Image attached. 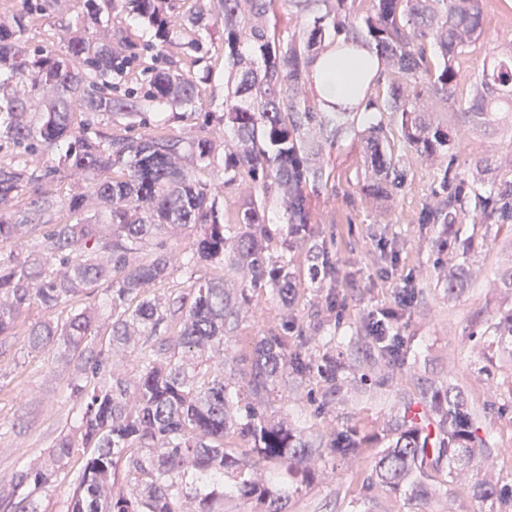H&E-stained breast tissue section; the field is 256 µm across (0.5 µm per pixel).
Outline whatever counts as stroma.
<instances>
[{"label": "stroma", "instance_id": "1", "mask_svg": "<svg viewBox=\"0 0 512 512\" xmlns=\"http://www.w3.org/2000/svg\"><path fill=\"white\" fill-rule=\"evenodd\" d=\"M486 23L480 36L483 46L495 47L512 36V0H483ZM84 0H59L50 15L35 20L28 37L34 44H52L64 50L66 36L84 26ZM365 145L344 138L325 149L319 165L330 174L327 185L310 198L316 241L330 250L334 274L318 281L303 280L288 334L289 350L318 355L324 348L323 329L337 336L351 335L370 318L393 313L392 327L403 339L405 362L390 369L385 386L374 378L353 372L329 413L316 415L315 403L275 400L271 411L288 415L315 428L336 424L351 413L362 416L369 430L381 431L393 405L397 388L413 389L410 370L438 382L458 386L475 409H487L485 424L499 453L489 471L492 479L512 477V356L492 353L497 386H489L474 370L483 349L475 339L479 331L501 314L512 310V294L498 288L502 271L512 267V231L485 224L480 212L458 216L449 230L420 223L423 208L438 197L435 165L408 157V182L393 199L380 201L365 196ZM512 157V139L463 134L453 148L451 164L461 180L477 176L478 160ZM470 247L468 262L475 271L470 287L448 294L439 280V267L455 264L454 250H441V237ZM411 287L415 299L409 306L398 303L402 287ZM282 311L269 292L254 298V313L240 325L235 343L245 353L259 330L278 327ZM15 358L0 360V422L23 410L28 425L21 437L0 438V481H8L16 454L22 447L29 459H46L58 434L72 422L70 405L59 399L65 364L49 352H28L16 344ZM334 475L302 486L288 505L290 512H344L350 495L357 492V475L366 461H336Z\"/></svg>", "mask_w": 512, "mask_h": 512}]
</instances>
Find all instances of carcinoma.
<instances>
[{
  "mask_svg": "<svg viewBox=\"0 0 512 512\" xmlns=\"http://www.w3.org/2000/svg\"><path fill=\"white\" fill-rule=\"evenodd\" d=\"M117 1L112 34L74 31L63 55L27 36L60 0H16L0 19V72L31 85L23 97L0 92V357L21 335L30 351L58 352L69 369L60 399L75 406L48 458L18 462L0 485V512H40L37 494L81 450L90 454L64 512H229L236 499L253 512H288L283 475L298 471L309 484L326 461L369 453L347 512H385L376 490L386 499L410 492L432 512L470 471L478 502H512V485L482 475L493 448L457 386L417 377V392L397 389L381 443L356 414L313 436L268 414L271 397L314 383L324 410L349 367L333 354L292 352L271 329L249 352L230 351L254 295L267 290L286 309L302 267L312 279L330 268L328 251L305 243L310 193L329 180L316 159L341 137L365 142L363 189L375 198L404 190L406 152L441 167L443 197L422 223L453 224L471 199L493 203L492 223H512V180L478 179L468 196L448 189L455 134L418 103L423 93L451 99L467 81L456 60L481 36L482 0H370L363 16L356 0H85L91 23ZM291 3L315 17L286 34L275 19ZM127 16L154 31L150 43L126 44ZM218 43L228 75L220 112L202 97L211 71L177 69L178 57L195 65ZM335 43L338 62L355 71L349 98H361V114L326 112L306 87L312 63ZM363 47L401 75L382 93L362 89ZM472 87L464 127L512 132L511 38ZM163 105L202 132L224 127V139L150 130ZM56 151L57 165L42 163ZM215 171L222 187L249 191L231 213L204 177ZM59 173L75 180L61 200L41 192ZM274 200L282 224L270 223ZM167 236L184 238L183 249H168ZM180 268L214 273L156 293ZM446 281L450 293L467 288L470 270L457 263ZM67 305V319L55 321ZM33 308L46 318L19 332ZM484 336L512 354V311ZM364 339L368 371L401 364L392 340Z\"/></svg>",
  "mask_w": 512,
  "mask_h": 512,
  "instance_id": "obj_1",
  "label": "carcinoma"
}]
</instances>
